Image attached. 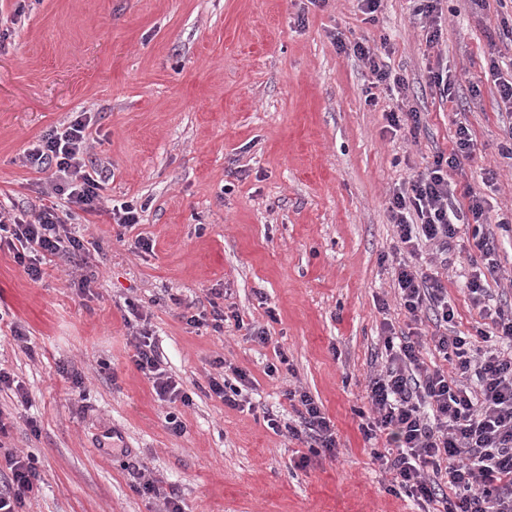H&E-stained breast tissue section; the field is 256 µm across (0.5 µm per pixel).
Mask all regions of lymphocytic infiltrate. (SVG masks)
I'll list each match as a JSON object with an SVG mask.
<instances>
[{
	"label": "lymphocytic infiltrate",
	"instance_id": "f902f5d3",
	"mask_svg": "<svg viewBox=\"0 0 512 512\" xmlns=\"http://www.w3.org/2000/svg\"><path fill=\"white\" fill-rule=\"evenodd\" d=\"M339 52L359 58L368 68L373 85L403 91L406 81L365 41L337 39ZM89 123L75 118L43 135L27 162L52 167V192L65 208L45 206L34 217L0 207V250L12 253L31 281H41L48 258H61L72 266L71 283L80 292L90 290L94 273L86 269L91 252L99 250L94 238L81 233L73 219L76 212H94L101 189V171H88L83 159L89 139ZM476 143L466 124H458L455 146L449 154H437L431 167L413 174L388 198L387 210L399 243L409 255L421 246L448 251L461 226H473L468 242L479 259L467 282L473 303L486 323L470 337L457 332L432 336L435 351L454 358V374L429 369L420 358L421 338L384 329L386 361L369 380L372 415L361 431L365 439L388 434L397 453L386 459L393 488L417 502L440 507L441 512H512V354L499 350L512 342V308L494 304L485 286L495 275V247L486 234L485 200L468 191L467 206L456 203L448 180L450 170L470 157ZM402 305L412 321L432 312L437 322L448 324L454 311L438 274L403 262L396 270ZM126 312L139 327L135 333L134 365L151 382L158 399L190 405L192 399L181 383L162 366L158 347L134 301ZM488 344L474 353V338ZM294 405V421L268 418L274 431H286L305 443L313 456L332 457L338 446L333 424L318 403L301 390L286 391ZM6 474L0 479V512H21L27 500L40 492V476L31 457L5 453Z\"/></svg>",
	"mask_w": 512,
	"mask_h": 512
}]
</instances>
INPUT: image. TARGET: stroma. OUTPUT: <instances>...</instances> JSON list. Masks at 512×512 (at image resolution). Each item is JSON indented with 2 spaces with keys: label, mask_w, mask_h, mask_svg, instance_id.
<instances>
[{
  "label": "stroma",
  "mask_w": 512,
  "mask_h": 512,
  "mask_svg": "<svg viewBox=\"0 0 512 512\" xmlns=\"http://www.w3.org/2000/svg\"><path fill=\"white\" fill-rule=\"evenodd\" d=\"M413 0H382L367 22L359 0H0V204L36 213L51 191L48 169L23 162L46 131L87 113V165L105 178L95 213L75 222L100 243L88 294L54 259L32 282L0 251V367L22 381L30 403L0 391L12 451L32 456L42 492L24 512H159L140 477L177 486L185 512H423L393 493L365 440L368 380L385 362V325L410 319L399 304L389 220L390 191L435 155L450 152L465 114L478 149L449 176L457 193L480 191L494 218L512 207V136L486 73L489 54L512 71V0H441L442 36L426 41ZM386 41V62L407 80L398 94L340 53L337 37ZM458 75L442 98L428 71ZM417 110L406 140L386 112ZM141 206L118 229L114 205ZM499 266L487 286L512 306V228L486 224ZM151 250H135L136 239ZM422 261L439 272L455 331L482 318L466 290L467 253ZM224 293L225 312L265 328L267 344L186 325L185 304ZM146 314L166 369L192 397L160 402L133 364L135 331L125 300ZM18 324L26 343L13 340ZM288 364L266 367L278 355ZM224 358L251 377L253 410L208 393ZM84 377L74 395L62 368ZM310 393L335 426V459L300 467L305 445L268 427L295 412L284 393ZM183 421L166 427V413ZM36 428H29V421Z\"/></svg>",
  "instance_id": "stroma-1"
}]
</instances>
